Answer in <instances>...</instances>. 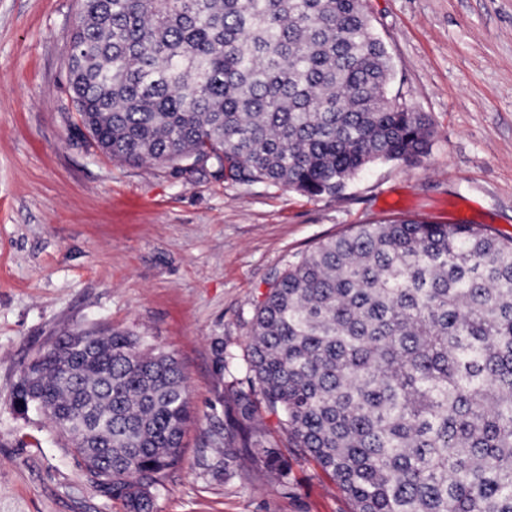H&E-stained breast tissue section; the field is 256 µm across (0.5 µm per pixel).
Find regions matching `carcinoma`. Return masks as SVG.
Returning a JSON list of instances; mask_svg holds the SVG:
<instances>
[{"label":"carcinoma","mask_w":512,"mask_h":512,"mask_svg":"<svg viewBox=\"0 0 512 512\" xmlns=\"http://www.w3.org/2000/svg\"><path fill=\"white\" fill-rule=\"evenodd\" d=\"M67 89L115 161L207 170L339 196L433 140L388 97L361 0H81ZM231 390L240 448L280 477L263 414L332 474L353 512H512V238L481 224H358L291 265L258 303ZM13 400L42 405L93 484L128 512L181 462L190 401L176 359L126 332L60 337Z\"/></svg>","instance_id":"obj_1"}]
</instances>
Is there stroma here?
I'll list each match as a JSON object with an SVG mask.
<instances>
[{
    "label": "stroma",
    "mask_w": 512,
    "mask_h": 512,
    "mask_svg": "<svg viewBox=\"0 0 512 512\" xmlns=\"http://www.w3.org/2000/svg\"><path fill=\"white\" fill-rule=\"evenodd\" d=\"M79 8L0 0V512H126L45 416L12 404L22 366L72 330L134 334L184 373L194 421L155 512H353L276 427L285 479L246 451L218 472L227 393L249 386L257 302L321 241L394 219L512 236V0H363L389 97L434 137L420 163H374L336 197L101 154L66 89ZM218 339L234 357L221 374Z\"/></svg>",
    "instance_id": "obj_1"
}]
</instances>
